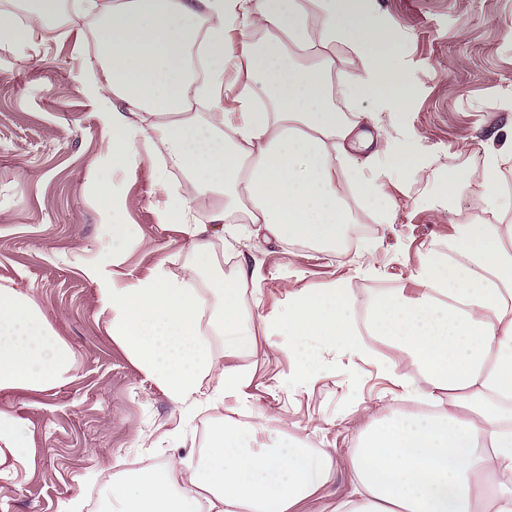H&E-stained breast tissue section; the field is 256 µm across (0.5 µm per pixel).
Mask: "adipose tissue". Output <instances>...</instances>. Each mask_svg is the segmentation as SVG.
<instances>
[{
	"label": "adipose tissue",
	"instance_id": "1",
	"mask_svg": "<svg viewBox=\"0 0 512 512\" xmlns=\"http://www.w3.org/2000/svg\"><path fill=\"white\" fill-rule=\"evenodd\" d=\"M363 2L114 0L100 29L105 82L96 89L121 102L104 114L113 156L125 163L146 138L152 154L215 203L209 223L196 224L189 201L171 197L162 222L191 237L192 262L179 279L157 270L127 288L106 282L110 334L187 422L203 402L245 401L253 372L240 361L260 350L258 324L289 349L309 339L377 364L419 408L390 417L367 409L348 457L353 490L332 512H512V224L457 225L456 261L428 254L412 287L361 300L342 277L289 291L267 310L259 289L242 288L247 268L228 280L215 267L214 241L242 200L255 234L332 250L354 221L339 176L375 202L383 190L359 179L360 159L416 166L409 146L377 144L336 109L338 82L347 97L391 112L409 95L391 64V35ZM340 44L359 61L341 75ZM230 71L248 86L225 83ZM200 98L213 105L202 119L193 111ZM140 112L152 117L150 127L132 122ZM150 128L157 138H147ZM501 161L486 156L479 201L506 214L512 191L498 177ZM376 341L396 358L381 360ZM72 369V352L37 306L1 288L0 391L49 390ZM264 428L228 421L211 429L196 463L173 457L161 472L98 473L108 476L118 512H297L329 483L332 458L291 441L255 445ZM32 448L26 426L0 411V466L17 471Z\"/></svg>",
	"mask_w": 512,
	"mask_h": 512
}]
</instances>
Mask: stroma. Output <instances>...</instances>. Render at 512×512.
Instances as JSON below:
<instances>
[{
    "mask_svg": "<svg viewBox=\"0 0 512 512\" xmlns=\"http://www.w3.org/2000/svg\"><path fill=\"white\" fill-rule=\"evenodd\" d=\"M72 0H58L62 21H50L21 41L0 45V288L33 300L74 354L68 381L44 392H0V410L33 433L29 471L0 476V512H63L77 499L110 498L99 462L113 472L140 460L197 456L201 428L246 415H272V430L333 460L331 482L302 512H322L352 490L347 459L366 408L413 412L400 388L372 363L344 352L324 355L307 385L291 375L299 360L270 349L248 359L254 372L247 405L228 398L204 405L189 424L108 333L99 285L87 271L111 243L112 206L137 236L117 269L128 284L163 269L183 276L191 239L167 229L161 216L173 194L190 199L193 220L206 223L211 202L196 197L177 170L137 146L117 165L101 105L91 94L103 79L97 14L73 23ZM393 34L390 56L411 87L398 114L369 100H342L346 115L375 114L370 128L383 141L416 143L414 174L389 168L376 180L396 216L385 223L360 211L363 234L332 251L275 245L249 225L224 236L222 256L255 273L264 304L286 291L324 288L346 276L358 295L406 285L423 256L447 248L460 206L482 188L488 152H512V0H366ZM454 195L445 184L457 174Z\"/></svg>",
    "mask_w": 512,
    "mask_h": 512,
    "instance_id": "35a3bbf8",
    "label": "stroma"
}]
</instances>
